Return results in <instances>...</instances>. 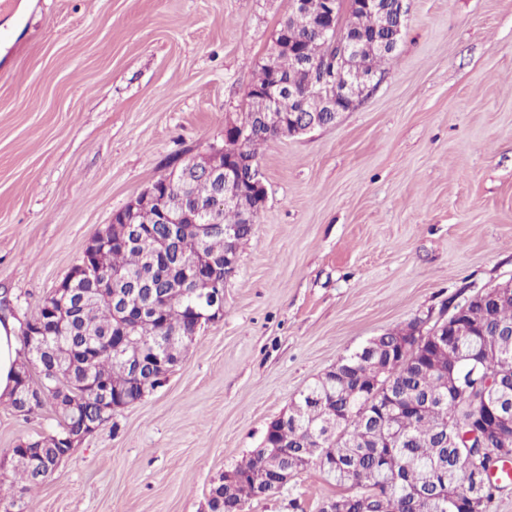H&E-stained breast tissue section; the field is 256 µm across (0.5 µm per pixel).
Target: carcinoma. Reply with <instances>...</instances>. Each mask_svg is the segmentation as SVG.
<instances>
[{"instance_id":"1","label":"carcinoma","mask_w":512,"mask_h":512,"mask_svg":"<svg viewBox=\"0 0 512 512\" xmlns=\"http://www.w3.org/2000/svg\"><path fill=\"white\" fill-rule=\"evenodd\" d=\"M278 33L290 42L304 46L308 56L319 61L330 53V45L317 37L311 17L291 11L281 22ZM370 66L380 69L391 54L383 53L377 43L370 42L364 50ZM278 68L285 78L294 81L296 94H283L278 101L277 115L286 119L297 111L300 102L307 111H320L313 96L314 87L302 73L296 60L281 54ZM270 72L259 66L249 97V111L264 112L267 105L255 89L270 82ZM155 206H146L139 217L140 225L149 227L153 235L137 236L132 246L112 249L107 258L109 267L126 274L128 281L123 288L132 294L131 303L135 316L150 320L152 329H140L134 339L139 341L144 359L168 341L172 334L184 335L191 329L187 310H205L208 301L201 294L208 289L194 290L190 283L179 287L186 273L204 256L224 255V233L215 231L201 239L192 224L185 225L178 242L168 245L179 260L157 250L156 241L166 236L165 225L154 221ZM211 218L218 223L239 225L237 248L248 241L252 225L240 223L238 210L217 208ZM473 323L485 324L487 336H460L453 349L441 356L425 361L420 349H410L403 359L392 365L387 363V351L377 352L374 366L367 369L356 352L342 360L336 373L325 376L303 391L298 403L300 409L288 426L265 434L263 446L236 466L234 472L249 486H256L273 496L281 487L267 470L265 456L281 442L288 443V457L282 464L290 469L304 471L312 465L325 468V462L336 463L327 469V475L336 485L346 488L338 495L345 501L347 512H359L361 503L368 502L370 512H458L457 504L480 495L491 503L495 492L508 486L503 481L505 465L498 455L496 442L490 441L482 448L470 449V455L460 453V421L466 416L469 404L483 399L486 382L503 373L512 375V302L482 306L472 303L467 310ZM124 328L112 312L111 302L103 295L95 297L78 310L70 325L49 341L53 359L32 364L28 383L37 388L47 387L41 399L24 408L16 402L10 406L21 412H32L49 403L57 414L54 435L62 436L74 422L59 396L70 392L83 395L88 378L103 380L127 390L130 397L138 399L149 392L129 384L123 362L98 346V341L112 336ZM472 355L482 357L483 364L472 372L464 369L466 359ZM454 368L467 386L466 394L456 400H439L441 384L439 367ZM380 373L389 379L393 390L404 395L420 409L399 418L392 427L394 435L390 446L380 445L387 428L375 421L359 426L364 415L362 407L371 402H383L385 397L370 398L354 394L365 372ZM338 412L342 425V439L331 443L322 435L326 432L332 412ZM57 468L56 455L46 453L38 470L23 464L13 467L11 477L0 481V501H9L31 495ZM211 512H243L244 502L232 493L209 491Z\"/></svg>"}]
</instances>
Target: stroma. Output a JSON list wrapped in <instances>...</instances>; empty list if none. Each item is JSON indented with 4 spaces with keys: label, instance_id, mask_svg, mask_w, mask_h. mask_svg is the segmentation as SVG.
Returning <instances> with one entry per match:
<instances>
[{
    "label": "stroma",
    "instance_id": "stroma-1",
    "mask_svg": "<svg viewBox=\"0 0 512 512\" xmlns=\"http://www.w3.org/2000/svg\"><path fill=\"white\" fill-rule=\"evenodd\" d=\"M288 0H13L0 10V300L24 321L87 242L248 109ZM376 88L258 156L266 201L224 316L86 437L30 512H208L225 471L343 358L512 279V0H409ZM0 400V450L52 434ZM310 466L243 512H319Z\"/></svg>",
    "mask_w": 512,
    "mask_h": 512
}]
</instances>
